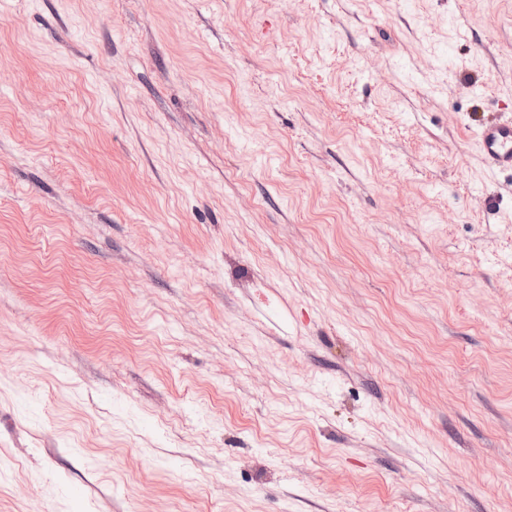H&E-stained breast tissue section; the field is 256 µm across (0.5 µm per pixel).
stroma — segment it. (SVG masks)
<instances>
[{"label": "stroma", "instance_id": "1", "mask_svg": "<svg viewBox=\"0 0 512 512\" xmlns=\"http://www.w3.org/2000/svg\"><path fill=\"white\" fill-rule=\"evenodd\" d=\"M508 113L512 0H0V512H512ZM477 145L491 172L512 171V121L479 122Z\"/></svg>", "mask_w": 512, "mask_h": 512}]
</instances>
